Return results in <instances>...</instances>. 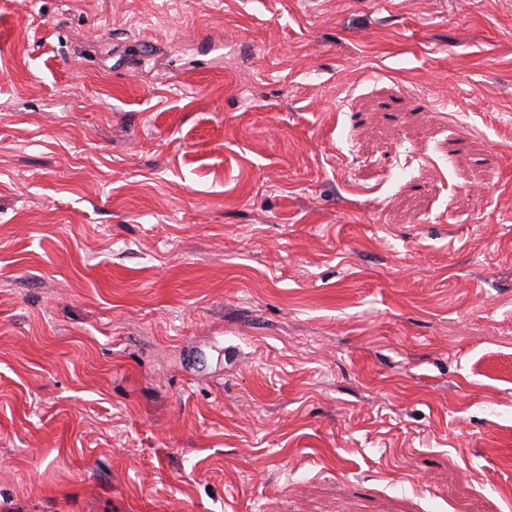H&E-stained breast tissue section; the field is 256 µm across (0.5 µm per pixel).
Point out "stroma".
<instances>
[{
  "label": "stroma",
  "instance_id": "obj_1",
  "mask_svg": "<svg viewBox=\"0 0 512 512\" xmlns=\"http://www.w3.org/2000/svg\"><path fill=\"white\" fill-rule=\"evenodd\" d=\"M0 512H512V0H0Z\"/></svg>",
  "mask_w": 512,
  "mask_h": 512
}]
</instances>
